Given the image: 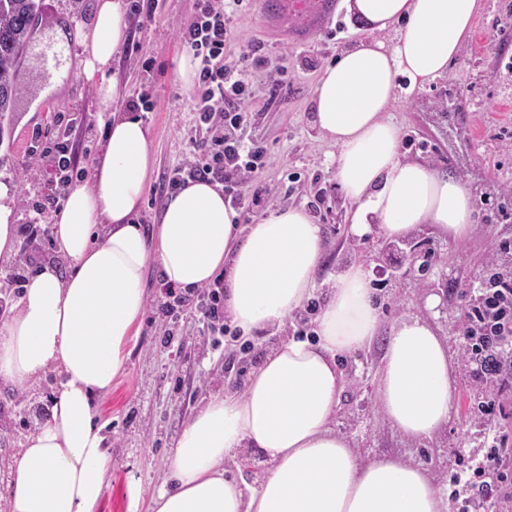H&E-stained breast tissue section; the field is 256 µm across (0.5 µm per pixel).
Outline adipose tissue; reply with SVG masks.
<instances>
[{"label": "adipose tissue", "instance_id": "obj_1", "mask_svg": "<svg viewBox=\"0 0 512 512\" xmlns=\"http://www.w3.org/2000/svg\"><path fill=\"white\" fill-rule=\"evenodd\" d=\"M344 4L368 37L324 68L314 106L318 132L336 148L350 233L401 240L428 224L450 240L464 238L474 222L471 191L403 156L389 112L398 76L420 87L447 72L482 0ZM391 29L393 43L378 40ZM76 39L78 66L93 80L109 126L86 181L52 217L69 275L45 263L0 311V382L23 392L47 368L58 373L49 414L9 458L7 512H96L112 459L95 400L125 367L150 267L184 291L223 274L224 310L246 335L280 327L312 297L325 249L324 227L306 209L279 207L244 224L206 181L166 199L153 231L136 223L153 155L142 120L115 108L122 89L109 70L127 39L123 0H98L93 24ZM378 329L369 272L352 262L333 276L313 337L288 338L242 394L214 398L187 420L151 512H447L448 488L425 467L361 456L333 427L344 386L337 360L367 348ZM376 391L384 421L413 441H429L447 424L456 408L448 349L421 318L392 327ZM241 448L265 457L257 486H242L224 468Z\"/></svg>", "mask_w": 512, "mask_h": 512}]
</instances>
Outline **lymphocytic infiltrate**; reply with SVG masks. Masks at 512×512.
I'll list each match as a JSON object with an SVG mask.
<instances>
[{
  "instance_id": "lymphocytic-infiltrate-1",
  "label": "lymphocytic infiltrate",
  "mask_w": 512,
  "mask_h": 512,
  "mask_svg": "<svg viewBox=\"0 0 512 512\" xmlns=\"http://www.w3.org/2000/svg\"><path fill=\"white\" fill-rule=\"evenodd\" d=\"M233 36L224 19L220 0H197L192 20L179 30L182 43L200 59L198 89L194 99L197 127L203 145L193 148L174 168L162 185L172 193L188 182L204 180L223 185L224 196L233 206L260 207L267 202V190L261 175L269 157L261 143L248 137L255 114L247 104L248 91L243 75L259 66V46L241 52L227 61L224 48ZM28 170L43 176L52 169V186L41 203L33 208L34 218L24 225L28 242H35L42 228L41 218L58 210L77 167L68 139L58 138L34 151ZM488 280L470 298L463 327L464 357L480 366V380L487 392L500 391L512 384V244L501 243L495 258L489 259ZM160 308L169 324H177L185 312H200L211 335H223L224 289L221 280L201 287L196 296H188L169 287ZM507 451L490 449L472 464L467 484L477 508H484L493 489L512 481V469L504 465Z\"/></svg>"
}]
</instances>
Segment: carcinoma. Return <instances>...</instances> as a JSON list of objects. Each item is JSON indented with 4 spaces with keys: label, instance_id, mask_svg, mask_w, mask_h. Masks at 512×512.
<instances>
[{
    "label": "carcinoma",
    "instance_id": "obj_1",
    "mask_svg": "<svg viewBox=\"0 0 512 512\" xmlns=\"http://www.w3.org/2000/svg\"><path fill=\"white\" fill-rule=\"evenodd\" d=\"M42 8V0H0V121L14 111L22 53Z\"/></svg>",
    "mask_w": 512,
    "mask_h": 512
}]
</instances>
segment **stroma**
Instances as JSON below:
<instances>
[{
    "mask_svg": "<svg viewBox=\"0 0 512 512\" xmlns=\"http://www.w3.org/2000/svg\"><path fill=\"white\" fill-rule=\"evenodd\" d=\"M271 0H223L224 18L235 47L261 43L262 68L248 76L249 105L259 119L251 138L267 149L270 163L262 174L274 205L305 206L326 228V252L316 275L314 307L322 305L328 279L353 261L373 272L374 304L382 334L372 346L342 358L345 387L334 426L349 437L362 456L394 455L427 467L448 486V512H465V481L471 459L507 441L512 446V386L501 390L493 412H485L484 386L463 356L461 326L470 289L486 274V260L499 244L512 241V0H483L471 40L445 76L424 88H410L399 78L397 100L389 116L400 130L407 157L456 176L475 198L474 223L467 237L454 243L429 227L402 242V254L383 252V237L362 239L348 233L351 205L336 186V149L314 127V89L324 67L361 36L345 7L301 42L291 41L289 16L272 26L262 14ZM35 21L34 43L46 32L74 34L91 24L96 0H43ZM197 0H165L149 21L128 15L130 40L138 54L120 52L112 62L125 86L123 110L145 95L147 127L153 152L140 217L156 223L164 202V179L191 149L195 124L193 93L175 75L185 47L177 36L181 23L196 12ZM282 73L277 99H270L267 74ZM107 113L101 112L92 82L82 71L47 83L42 72L24 62L20 96L12 116L0 123V182L15 191V224L26 223L49 187L48 179L29 176L24 163L36 131L55 137L67 130L80 167H87L105 140ZM161 275L150 269L147 300L139 333L130 341L124 371L112 391L96 399L98 423L112 457L109 488L98 512H149L150 497L165 479L164 465L187 419L210 397L232 387L235 371L226 370L224 352L248 345L242 366L254 372L266 354L296 331L314 323L313 309H299L279 331L259 330L243 339L232 333L213 338L197 316L179 322L172 344H165L167 322L158 317ZM417 315L447 343L457 379V408L447 426L427 444L406 439L383 420L375 394L384 335L395 320ZM29 395L0 385V449L19 447L31 430Z\"/></svg>",
    "mask_w": 512,
    "mask_h": 512,
    "instance_id": "stroma-1",
    "label": "stroma"
}]
</instances>
